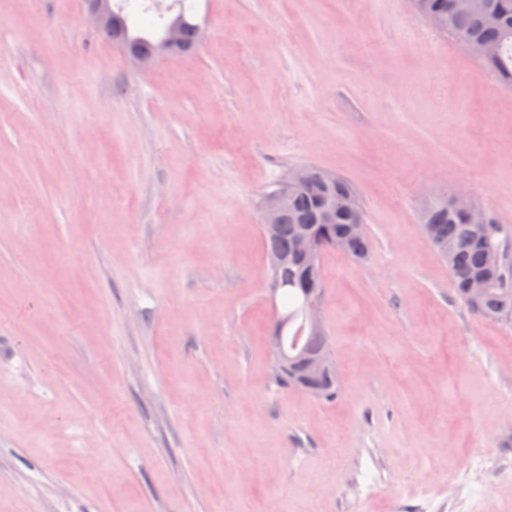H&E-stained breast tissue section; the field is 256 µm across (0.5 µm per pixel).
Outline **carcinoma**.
Returning <instances> with one entry per match:
<instances>
[{
  "instance_id": "carcinoma-1",
  "label": "carcinoma",
  "mask_w": 512,
  "mask_h": 512,
  "mask_svg": "<svg viewBox=\"0 0 512 512\" xmlns=\"http://www.w3.org/2000/svg\"><path fill=\"white\" fill-rule=\"evenodd\" d=\"M415 10L438 11L448 17L446 33L464 46L469 42L489 45L493 52L479 58L487 70L494 71L505 86H512V0H481V4L458 10L453 0H413ZM184 28L180 53L192 51L197 34L193 21L180 9ZM106 38L118 42L136 40L141 52H154V42L142 31L128 28L120 34L105 29ZM304 181L290 192L288 206L278 217L276 229L263 236L268 258L279 260L270 264L267 288L276 294H288V307L282 316L288 318V341L300 342L307 349L332 352V341L327 330L318 334L306 332L309 302L322 303L325 281L319 261L310 262L295 252V239L305 231L319 243V252L338 246L346 255L365 261L372 244L367 234L350 235L351 224L366 223L363 206L352 216L343 207L344 200L356 196L353 187L341 177L323 169L307 165ZM336 205L333 224L322 223L323 213ZM488 224L479 232L473 226L470 212L458 209L447 195L432 198L423 210L421 227L433 250L448 264L452 287L458 298L480 316L512 325V260L502 250L498 240L500 225L492 213H487ZM486 281V291L477 300L471 298L469 282ZM274 382L283 389L304 392L316 400L331 402L340 392L339 377L325 375L306 379L295 367H271Z\"/></svg>"
}]
</instances>
